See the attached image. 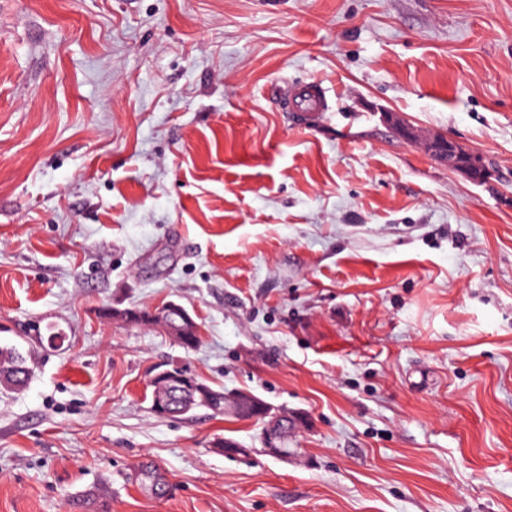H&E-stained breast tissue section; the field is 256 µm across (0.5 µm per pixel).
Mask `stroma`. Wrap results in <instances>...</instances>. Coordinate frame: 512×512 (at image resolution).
<instances>
[{
  "instance_id": "35a3bbf8",
  "label": "stroma",
  "mask_w": 512,
  "mask_h": 512,
  "mask_svg": "<svg viewBox=\"0 0 512 512\" xmlns=\"http://www.w3.org/2000/svg\"><path fill=\"white\" fill-rule=\"evenodd\" d=\"M170 302L196 348L101 315ZM37 322L0 512H512V0H0V342ZM159 365L302 414L288 458L156 415ZM286 112H328L329 102L326 89L317 81L291 84L285 87L282 97Z\"/></svg>"
}]
</instances>
